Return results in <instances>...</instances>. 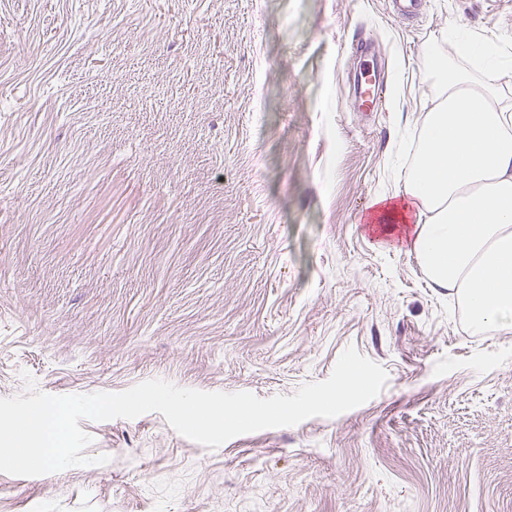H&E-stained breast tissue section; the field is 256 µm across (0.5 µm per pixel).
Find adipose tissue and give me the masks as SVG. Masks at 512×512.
<instances>
[{"label": "adipose tissue", "mask_w": 512, "mask_h": 512, "mask_svg": "<svg viewBox=\"0 0 512 512\" xmlns=\"http://www.w3.org/2000/svg\"><path fill=\"white\" fill-rule=\"evenodd\" d=\"M449 55L427 49L438 88L402 187L372 203L379 236L404 231L433 287L454 289L473 332L512 327V106L499 86L512 53L448 29ZM479 56L470 71L457 60Z\"/></svg>", "instance_id": "1"}]
</instances>
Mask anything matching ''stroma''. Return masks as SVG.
<instances>
[{
  "label": "stroma",
  "mask_w": 512,
  "mask_h": 512,
  "mask_svg": "<svg viewBox=\"0 0 512 512\" xmlns=\"http://www.w3.org/2000/svg\"><path fill=\"white\" fill-rule=\"evenodd\" d=\"M512 0H0V398L149 380L292 395L355 348L382 391L208 449L81 421L107 464L0 473V512H512V327L470 332L365 224L402 186L449 25ZM386 94L354 109L352 43Z\"/></svg>",
  "instance_id": "1"
}]
</instances>
